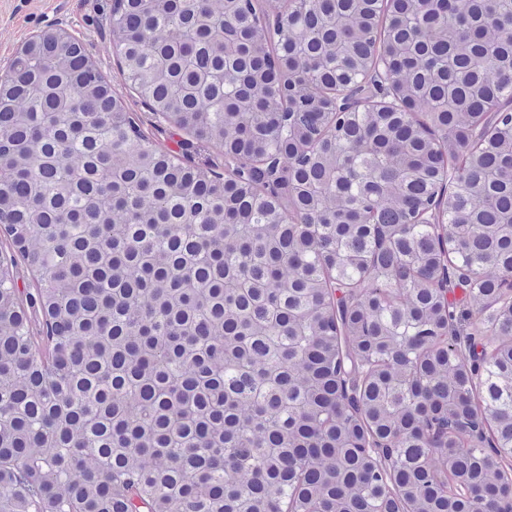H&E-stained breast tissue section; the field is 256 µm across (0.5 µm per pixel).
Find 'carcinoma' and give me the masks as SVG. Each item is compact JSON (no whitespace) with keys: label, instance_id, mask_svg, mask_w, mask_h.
<instances>
[{"label":"carcinoma","instance_id":"obj_1","mask_svg":"<svg viewBox=\"0 0 512 512\" xmlns=\"http://www.w3.org/2000/svg\"><path fill=\"white\" fill-rule=\"evenodd\" d=\"M269 8L110 4L130 88L231 177L148 136L61 28L0 77V512H499L512 497L503 457L452 433L479 424L512 448V309L485 275L512 276V0H291L274 28ZM378 56L408 111L322 94L368 89ZM456 288L489 310L485 388L467 347L437 341L461 336ZM431 431L446 482L425 462ZM391 438L382 464L366 445Z\"/></svg>","mask_w":512,"mask_h":512}]
</instances>
